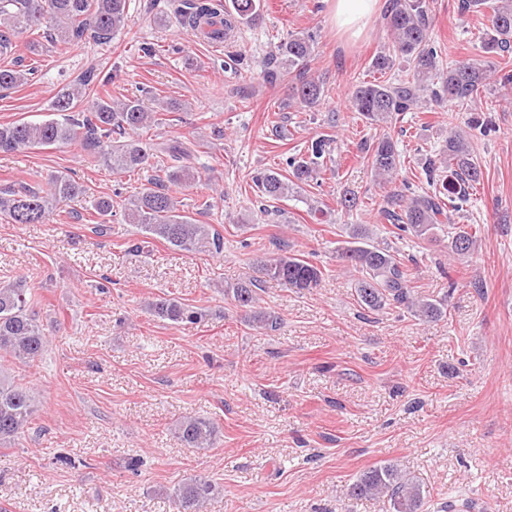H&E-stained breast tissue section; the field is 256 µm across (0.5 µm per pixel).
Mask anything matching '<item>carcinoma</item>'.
<instances>
[{"instance_id": "obj_1", "label": "carcinoma", "mask_w": 512, "mask_h": 512, "mask_svg": "<svg viewBox=\"0 0 512 512\" xmlns=\"http://www.w3.org/2000/svg\"><path fill=\"white\" fill-rule=\"evenodd\" d=\"M175 15L179 24L193 35L213 43L228 42L243 25H256L262 19L261 0H180ZM385 14L389 44L372 60V68L384 74L402 57L410 64L400 79L362 82L352 91L354 111L375 123L398 120L423 99L448 101L470 107L467 127L485 133L492 122L476 107L484 90L509 91L512 72L485 60L457 62L440 67L438 50L431 38L430 0H390ZM493 9L489 27L481 36V48L490 55L505 56L512 51V0H500ZM130 0H0V57L15 54V38L40 30L51 43L67 47L85 38L106 43L125 30L129 22ZM316 36L311 32L290 33L263 63L264 81L274 83L281 69L295 74L288 103L305 108L317 105L323 95L319 78L310 74ZM29 81L23 69L0 67V89L23 86ZM98 81L94 71L82 74L53 100L49 118L39 122L0 124V154L50 149L81 144L94 163H101L114 174L136 170L150 172L148 186L130 196L124 215L141 232L172 249L187 253H215L224 249V237L212 224H198L180 213L174 196L195 177V150L172 140L159 153L141 138L143 132L159 124L161 112L171 109L166 101L149 111L137 97L122 100L112 95L96 100L86 110L79 109L84 93ZM333 140L318 138L307 146L306 154H293L285 164L288 174L264 169L253 176L258 197L264 202L300 197L304 187L317 179L332 152ZM375 177L392 184L402 168L401 153L388 138L377 139L365 148ZM432 191H416L406 181L390 192L381 215L396 229V238L405 235L431 238L451 227V216L461 211L483 178L474 158L468 135L456 131L426 167ZM85 190L63 172L49 174L48 190L26 183L0 189V219L9 224H47L61 201L72 200ZM90 210L107 223L112 216V199L90 201ZM448 254L459 259L474 252L476 235L465 230L447 232ZM337 259L358 274L355 293L359 303L371 311L400 305L425 321L445 313L441 302L415 295L403 263L388 244L372 240L364 228L351 233V240L337 248ZM270 279L297 288H313L323 276L315 264L293 255H281L265 264ZM237 306L248 312L249 322L259 329H272L277 318L258 305L259 294L249 285L232 289ZM35 298L25 281L0 282V358L32 366L42 360L48 336L34 310ZM150 314L173 323H193L201 313L173 299L159 297L148 302ZM37 412L35 396L15 381L9 368L0 363V446L29 431ZM178 438L190 448L213 447L218 426L210 419L185 417L176 425ZM221 494V488L206 476L197 475L171 493L177 512H203L207 503ZM348 498H388L390 512H422L424 491L406 478L393 464L375 467L359 476L343 490Z\"/></svg>"}]
</instances>
